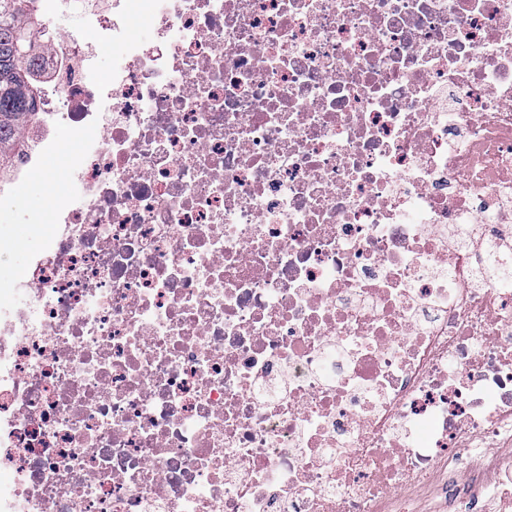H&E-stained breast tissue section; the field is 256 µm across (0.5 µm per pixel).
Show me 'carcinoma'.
I'll return each mask as SVG.
<instances>
[{
  "label": "carcinoma",
  "instance_id": "carcinoma-1",
  "mask_svg": "<svg viewBox=\"0 0 512 512\" xmlns=\"http://www.w3.org/2000/svg\"><path fill=\"white\" fill-rule=\"evenodd\" d=\"M34 0H0V169L21 143L20 132L35 116L29 63L44 50L43 21Z\"/></svg>",
  "mask_w": 512,
  "mask_h": 512
}]
</instances>
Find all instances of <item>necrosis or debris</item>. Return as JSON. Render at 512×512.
<instances>
[{
  "mask_svg": "<svg viewBox=\"0 0 512 512\" xmlns=\"http://www.w3.org/2000/svg\"><path fill=\"white\" fill-rule=\"evenodd\" d=\"M54 13L94 36L0 171L72 128L0 289V512H512V0Z\"/></svg>",
  "mask_w": 512,
  "mask_h": 512,
  "instance_id": "necrosis-or-debris-1",
  "label": "necrosis or debris"
}]
</instances>
